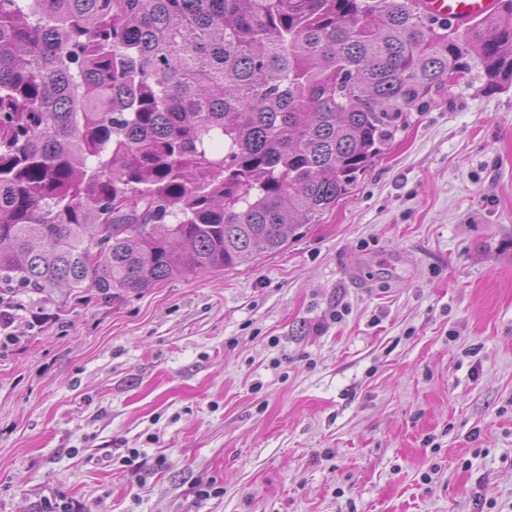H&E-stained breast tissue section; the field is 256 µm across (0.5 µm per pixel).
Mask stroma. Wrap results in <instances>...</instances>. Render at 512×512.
I'll use <instances>...</instances> for the list:
<instances>
[{"mask_svg":"<svg viewBox=\"0 0 512 512\" xmlns=\"http://www.w3.org/2000/svg\"><path fill=\"white\" fill-rule=\"evenodd\" d=\"M17 299L0 512H512V88L410 113L281 251Z\"/></svg>","mask_w":512,"mask_h":512,"instance_id":"stroma-1","label":"stroma"}]
</instances>
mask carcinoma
I'll list each match as a JSON object with an SVG mask.
<instances>
[{
  "instance_id": "carcinoma-1",
  "label": "carcinoma",
  "mask_w": 512,
  "mask_h": 512,
  "mask_svg": "<svg viewBox=\"0 0 512 512\" xmlns=\"http://www.w3.org/2000/svg\"><path fill=\"white\" fill-rule=\"evenodd\" d=\"M0 0V285L103 295L321 224L446 87L512 86V0ZM428 13L456 27H467L473 20L498 11L499 0H423Z\"/></svg>"
}]
</instances>
